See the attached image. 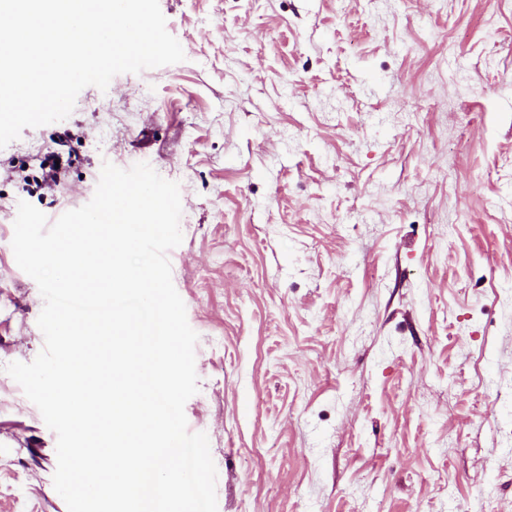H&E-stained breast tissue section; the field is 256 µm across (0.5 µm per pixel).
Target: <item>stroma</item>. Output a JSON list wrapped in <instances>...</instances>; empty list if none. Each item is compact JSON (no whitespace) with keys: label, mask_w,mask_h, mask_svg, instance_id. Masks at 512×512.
<instances>
[{"label":"stroma","mask_w":512,"mask_h":512,"mask_svg":"<svg viewBox=\"0 0 512 512\" xmlns=\"http://www.w3.org/2000/svg\"><path fill=\"white\" fill-rule=\"evenodd\" d=\"M159 6L183 62L0 149V512H68L6 371L44 346L18 203L56 220L136 158L180 185L218 512H512V0Z\"/></svg>","instance_id":"obj_1"}]
</instances>
